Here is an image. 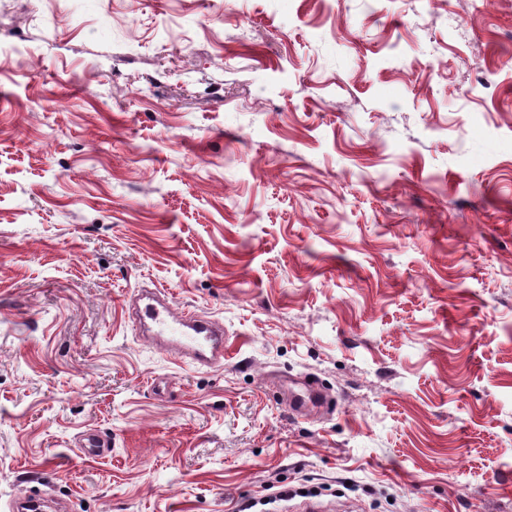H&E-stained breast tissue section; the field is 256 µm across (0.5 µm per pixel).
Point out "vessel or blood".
<instances>
[{
  "mask_svg": "<svg viewBox=\"0 0 512 512\" xmlns=\"http://www.w3.org/2000/svg\"><path fill=\"white\" fill-rule=\"evenodd\" d=\"M128 307L139 335L176 360H188L200 367L223 365L227 338L220 321L176 310L160 288L136 290ZM321 402L320 394L310 387L289 395L290 407L297 413L320 407ZM80 450L89 456H106L112 452V441L89 432L81 436Z\"/></svg>",
  "mask_w": 512,
  "mask_h": 512,
  "instance_id": "b4317fda",
  "label": "vessel or blood"
}]
</instances>
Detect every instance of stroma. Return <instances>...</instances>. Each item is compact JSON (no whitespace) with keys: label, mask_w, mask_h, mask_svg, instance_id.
Instances as JSON below:
<instances>
[{"label":"stroma","mask_w":512,"mask_h":512,"mask_svg":"<svg viewBox=\"0 0 512 512\" xmlns=\"http://www.w3.org/2000/svg\"><path fill=\"white\" fill-rule=\"evenodd\" d=\"M154 286L223 365L139 338ZM272 482L512 512V0H0V512ZM305 390L302 393H289V404L296 413H305L314 408L321 407V396L310 385L305 384ZM79 449L84 455L106 456L112 452V440L98 433H85L80 438Z\"/></svg>","instance_id":"1"}]
</instances>
